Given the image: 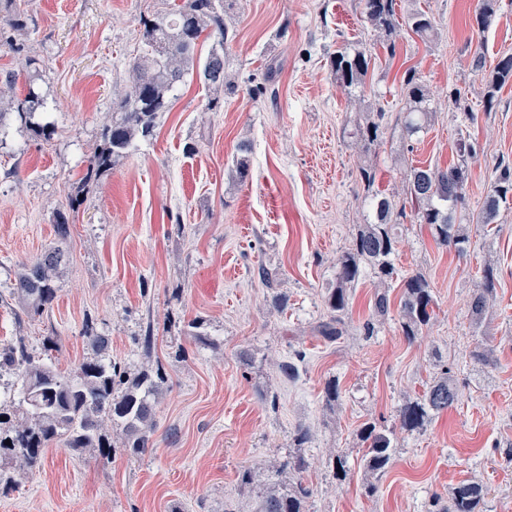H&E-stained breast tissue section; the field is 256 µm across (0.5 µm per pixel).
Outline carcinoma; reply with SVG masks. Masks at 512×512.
<instances>
[{
  "mask_svg": "<svg viewBox=\"0 0 512 512\" xmlns=\"http://www.w3.org/2000/svg\"><path fill=\"white\" fill-rule=\"evenodd\" d=\"M234 0H183L171 8L142 21L143 47L128 62V78L118 92L112 111V125L103 129L100 144L88 159L87 173L92 175L109 168L112 159L127 153L137 140L153 137L157 121L168 110L178 85L194 75L205 91L207 102L201 112L215 110L224 98L236 93L237 87L228 72L225 48L236 36L233 28ZM368 21L383 34L384 48L395 53L392 40L397 28L395 0H362ZM493 0H481L475 12V24L482 31L494 16ZM407 27L427 39L434 24L426 13L416 11L407 17ZM27 28V17L17 9L0 14V45L15 52L22 51L18 37ZM213 40L206 58L198 55L201 37ZM372 55L363 47L345 46L330 55V67L336 86L349 99L364 103V88ZM28 69V87L22 96L15 93L17 74L0 72V135L15 114L31 122L36 113L47 109L44 98L35 90L40 79V66L33 57L24 58ZM512 83V54L504 53L494 65L487 82L484 108L492 110L498 92ZM402 92L409 109L397 118L402 136L411 139L429 126L433 112L428 91L416 70L407 68L401 78ZM389 127V113L366 109L363 120L354 127L359 148L366 152L377 146ZM460 162L447 167H413L404 179L405 199L397 203L389 196L375 193L370 197L372 217L360 224L350 247L336 259V284L325 299L328 315L317 332L328 340L343 336L344 313L349 306L351 290L370 271L381 284L372 301V321L367 332L390 313L389 285L397 275L394 256L399 243L398 229L405 221L426 224L435 240L459 252L466 249L468 239L459 231L453 213L464 198L468 181L466 158L475 154L473 145L459 144ZM250 149L238 148L233 168L239 180L250 172ZM512 194V166H501L484 206L483 223L490 224L499 202ZM58 243L45 248L34 259L22 264L10 284L8 294L0 291V303L14 302L18 323L41 317L51 309L58 297V273L68 260L61 246L70 236L66 216L56 223ZM400 327L412 340L428 326L434 314L432 287L421 273L401 279ZM495 274L483 271L482 286L474 292L470 311L476 322L493 301ZM84 336L89 356L67 374L59 371L50 353L60 347L57 336L43 338L37 351L27 336H14L0 345V378H12L18 394L12 399L0 398V494L18 487L17 476L40 468L46 452L61 445L75 452L91 449L102 462L121 454L142 456L151 447L155 398L164 376L161 370L130 373L128 367L112 360L109 338L91 327ZM458 401V393L448 372H443L426 385L422 395L406 400L398 410L399 429L414 432L423 429L436 415ZM11 445H6L5 440ZM365 445L364 468L375 474L389 465L394 452V433L377 428L371 422L359 431ZM308 468L301 454H290L276 469L254 467L243 471L241 482L262 485L265 494L258 512H307L310 488L297 475ZM486 489L473 481L458 483L448 502L435 500L434 512H483Z\"/></svg>",
  "mask_w": 512,
  "mask_h": 512,
  "instance_id": "cac0c4a2",
  "label": "carcinoma"
}]
</instances>
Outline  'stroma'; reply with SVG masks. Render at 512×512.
I'll return each mask as SVG.
<instances>
[{"mask_svg": "<svg viewBox=\"0 0 512 512\" xmlns=\"http://www.w3.org/2000/svg\"><path fill=\"white\" fill-rule=\"evenodd\" d=\"M20 2L29 15L25 52L40 62L36 87L55 133L44 139L16 118L0 138V289L55 243L59 215L71 235L50 311L21 325L0 306V341L61 337L52 360L68 371L86 352L90 323L108 336L113 360L162 369L165 382L144 456L107 464L52 447L41 469L0 495V512H257L258 493L242 484V471L279 465L300 429L310 436L300 448L309 462L307 512H431L434 498L463 480L488 487L485 512H512V197L492 224L480 222L498 166L512 163V83L485 111V78L472 69L476 52L490 67L512 52V0H496L482 32L473 27L479 0H397L398 22L423 11L437 35L402 32L392 58L361 0H236L226 52L237 93L204 117L201 85L185 80L153 138L89 183L87 161L112 123L140 20L163 4ZM347 42L370 48L365 90L385 111L405 107L399 77L416 67L435 108L426 133L406 140L390 132L375 152H360L348 132L362 114L328 65ZM464 140L476 150L455 212L469 237L465 252L408 223L395 257L399 273L429 280L430 324L415 339L403 335L395 284L388 319L367 331L376 289L368 274L352 290L343 335L324 340L316 327L336 258L367 217L359 166L377 168L374 191L398 197L409 167L457 163ZM242 144L251 166L241 183L232 160ZM75 195L79 203L70 204ZM488 266L496 295L477 323L469 300ZM278 294L288 299L281 312L272 308ZM195 321L212 345L191 337ZM147 328L156 337L149 354L136 342ZM484 338L495 348L486 366L470 356ZM444 371L458 403L423 430L398 432L388 467L367 474L361 427L396 429L399 406ZM332 379L340 400L330 411L323 390ZM337 450L350 469L342 483Z\"/></svg>", "mask_w": 512, "mask_h": 512, "instance_id": "stroma-1", "label": "stroma"}]
</instances>
